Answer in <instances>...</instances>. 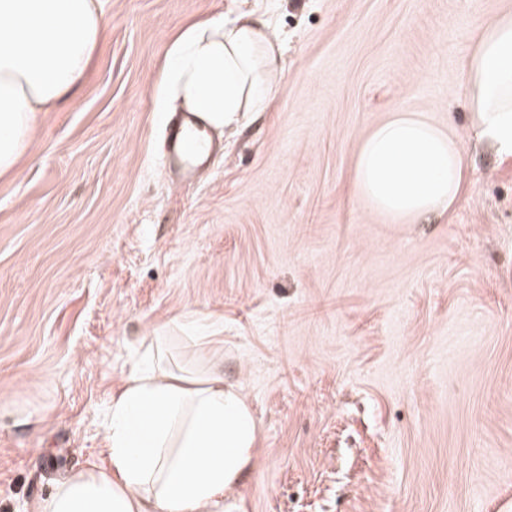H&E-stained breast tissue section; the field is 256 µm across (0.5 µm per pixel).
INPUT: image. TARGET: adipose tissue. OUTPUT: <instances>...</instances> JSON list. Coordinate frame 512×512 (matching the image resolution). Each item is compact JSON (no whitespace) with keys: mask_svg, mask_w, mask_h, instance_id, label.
Wrapping results in <instances>:
<instances>
[{"mask_svg":"<svg viewBox=\"0 0 512 512\" xmlns=\"http://www.w3.org/2000/svg\"><path fill=\"white\" fill-rule=\"evenodd\" d=\"M104 33L99 0H0V174L16 170L37 113L83 80ZM281 44L247 15L214 18L175 40L162 90L223 128L264 111L277 90ZM466 107L480 136L512 155V12L479 27L464 68ZM466 181L458 143L399 114L359 147L355 190L396 219L451 208ZM112 400L102 463L59 482L34 512H223L251 459L257 424L195 336V369L169 368L166 337L150 336Z\"/></svg>","mask_w":512,"mask_h":512,"instance_id":"adipose-tissue-1","label":"adipose tissue"}]
</instances>
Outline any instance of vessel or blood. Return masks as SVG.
<instances>
[{
    "label": "vessel or blood",
    "mask_w": 512,
    "mask_h": 512,
    "mask_svg": "<svg viewBox=\"0 0 512 512\" xmlns=\"http://www.w3.org/2000/svg\"><path fill=\"white\" fill-rule=\"evenodd\" d=\"M206 121L195 112H181L169 120L165 131V159L180 182H194L199 172L212 164L215 144L205 137Z\"/></svg>",
    "instance_id": "obj_1"
}]
</instances>
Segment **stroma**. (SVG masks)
<instances>
[{
  "label": "stroma",
  "mask_w": 512,
  "mask_h": 512,
  "mask_svg": "<svg viewBox=\"0 0 512 512\" xmlns=\"http://www.w3.org/2000/svg\"><path fill=\"white\" fill-rule=\"evenodd\" d=\"M79 88L0 176V512L103 446L144 338L222 341L258 425L224 512H512V156L461 74L512 0H101ZM250 13L281 91L218 132L192 184L162 162L156 81L192 23ZM396 114L457 139L467 182L396 220L354 192Z\"/></svg>",
  "instance_id": "stroma-1"
}]
</instances>
